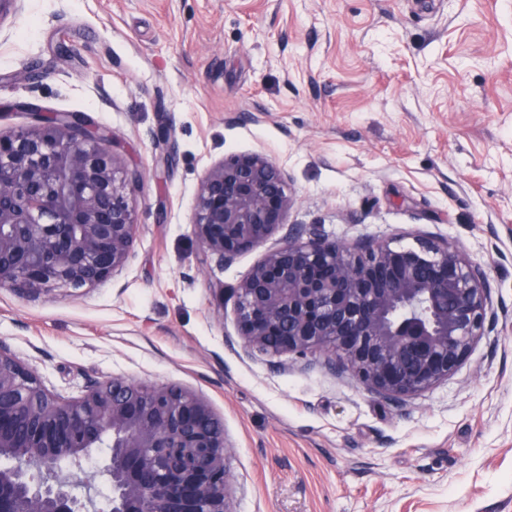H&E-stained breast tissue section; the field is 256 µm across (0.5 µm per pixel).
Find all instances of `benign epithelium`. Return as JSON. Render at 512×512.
<instances>
[{"label":"benign epithelium","instance_id":"1","mask_svg":"<svg viewBox=\"0 0 512 512\" xmlns=\"http://www.w3.org/2000/svg\"><path fill=\"white\" fill-rule=\"evenodd\" d=\"M29 127L0 132V288L54 297L92 288L135 253L128 195L140 181L112 130L82 112L28 105ZM283 171L248 153L213 165L195 197L194 231L219 267L284 231L235 287L243 346L324 356L394 401L448 379L484 334L492 307L482 267L446 240L345 245L286 224ZM98 448L106 508L78 475ZM224 423L177 385L90 380L47 392L0 343V512H232Z\"/></svg>","mask_w":512,"mask_h":512}]
</instances>
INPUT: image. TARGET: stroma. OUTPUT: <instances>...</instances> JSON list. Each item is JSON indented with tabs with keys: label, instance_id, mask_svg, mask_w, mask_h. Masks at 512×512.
Returning a JSON list of instances; mask_svg holds the SVG:
<instances>
[{
	"label": "stroma",
	"instance_id": "1",
	"mask_svg": "<svg viewBox=\"0 0 512 512\" xmlns=\"http://www.w3.org/2000/svg\"><path fill=\"white\" fill-rule=\"evenodd\" d=\"M28 103L111 128L141 174L121 272L75 297L0 290V342L49 391L202 395L233 512H512V0H24L0 27V130ZM253 152L287 178L288 223L445 239L485 269L493 316L448 380L391 401L322 358L246 352L233 298L214 317L213 287L281 244L219 267L194 233L205 171Z\"/></svg>",
	"mask_w": 512,
	"mask_h": 512
}]
</instances>
